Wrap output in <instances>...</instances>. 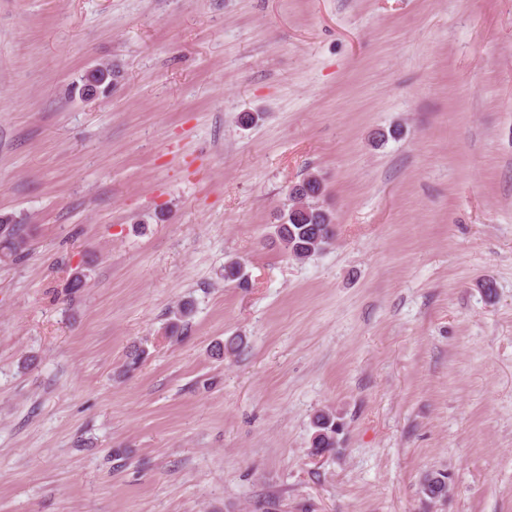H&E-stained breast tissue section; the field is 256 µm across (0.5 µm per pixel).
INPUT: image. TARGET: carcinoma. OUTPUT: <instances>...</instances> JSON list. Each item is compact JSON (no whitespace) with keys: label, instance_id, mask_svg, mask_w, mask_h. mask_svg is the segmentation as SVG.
<instances>
[{"label":"carcinoma","instance_id":"1","mask_svg":"<svg viewBox=\"0 0 512 512\" xmlns=\"http://www.w3.org/2000/svg\"><path fill=\"white\" fill-rule=\"evenodd\" d=\"M306 185L305 211L296 216L289 208L279 214V224L276 225V236L282 249L297 261H305L324 251L334 240L333 216L315 202L319 197L317 176L309 175ZM27 249L28 237L21 226L12 223L9 217L0 220V262L15 263L24 258ZM224 281L234 282L241 288L248 285L247 274L240 262L231 261L224 265ZM191 312V303L180 304L172 312L165 327L166 334L170 337L180 335L181 326ZM312 427L310 447L314 454L329 452L339 446L343 423L337 412L331 409L319 411Z\"/></svg>","mask_w":512,"mask_h":512}]
</instances>
